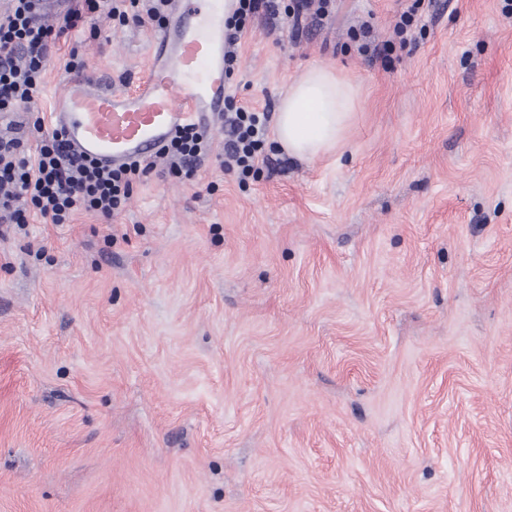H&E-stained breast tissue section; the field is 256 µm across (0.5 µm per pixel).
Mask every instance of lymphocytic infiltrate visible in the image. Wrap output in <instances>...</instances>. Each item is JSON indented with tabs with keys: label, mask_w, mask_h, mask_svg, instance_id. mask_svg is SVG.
<instances>
[{
	"label": "lymphocytic infiltrate",
	"mask_w": 512,
	"mask_h": 512,
	"mask_svg": "<svg viewBox=\"0 0 512 512\" xmlns=\"http://www.w3.org/2000/svg\"><path fill=\"white\" fill-rule=\"evenodd\" d=\"M42 0H8L0 12V112H13L32 102L43 81L52 46L67 31L92 22L101 7H108L119 22L150 20L163 24L167 0H83L82 9L66 13L57 24L41 22ZM275 0H237L228 18L224 56L234 66V51L248 19L259 11L276 12ZM229 135L224 143L226 165L249 174L262 161V146L269 115L243 107L227 113ZM40 138L36 151H29L18 138H0V223L23 224L27 210H34L44 222L65 223L78 211L109 219L129 198L135 183L150 170L149 165L133 162L112 168L79 157L58 131L35 121ZM204 146L203 135L193 127L179 130L164 147L174 158L178 172L193 177L196 161Z\"/></svg>",
	"instance_id": "lymphocytic-infiltrate-1"
}]
</instances>
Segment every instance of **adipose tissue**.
Returning a JSON list of instances; mask_svg holds the SVG:
<instances>
[{"instance_id": "ef3b65f1", "label": "adipose tissue", "mask_w": 512, "mask_h": 512, "mask_svg": "<svg viewBox=\"0 0 512 512\" xmlns=\"http://www.w3.org/2000/svg\"><path fill=\"white\" fill-rule=\"evenodd\" d=\"M357 89L332 71L310 68L288 88L276 117L279 146L289 155L312 160L334 150L346 137Z\"/></svg>"}]
</instances>
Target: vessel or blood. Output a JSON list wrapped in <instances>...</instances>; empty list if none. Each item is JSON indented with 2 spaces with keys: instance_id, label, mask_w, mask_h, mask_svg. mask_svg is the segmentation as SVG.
Instances as JSON below:
<instances>
[{
  "instance_id": "1",
  "label": "vessel or blood",
  "mask_w": 512,
  "mask_h": 512,
  "mask_svg": "<svg viewBox=\"0 0 512 512\" xmlns=\"http://www.w3.org/2000/svg\"><path fill=\"white\" fill-rule=\"evenodd\" d=\"M224 2L168 0L147 75L132 89H105L82 74L69 78L56 99L55 127L75 153L106 166L153 161L179 127L214 128L229 90Z\"/></svg>"
}]
</instances>
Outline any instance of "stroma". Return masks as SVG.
Segmentation results:
<instances>
[{"label": "stroma", "mask_w": 512, "mask_h": 512, "mask_svg": "<svg viewBox=\"0 0 512 512\" xmlns=\"http://www.w3.org/2000/svg\"><path fill=\"white\" fill-rule=\"evenodd\" d=\"M411 2L248 25L235 106L337 71L335 154L271 137L244 178L219 126L112 219L0 223V512H512V0L401 37ZM153 34L69 31L0 136L51 120L71 47L120 90Z\"/></svg>", "instance_id": "obj_1"}]
</instances>
